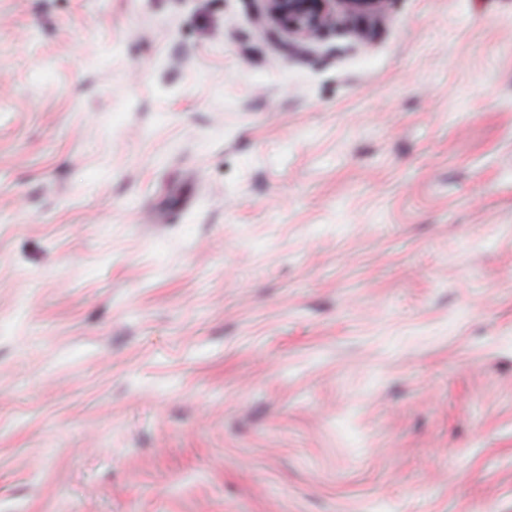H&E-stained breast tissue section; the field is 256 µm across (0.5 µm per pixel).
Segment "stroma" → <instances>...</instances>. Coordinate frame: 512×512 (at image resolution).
Instances as JSON below:
<instances>
[{"mask_svg": "<svg viewBox=\"0 0 512 512\" xmlns=\"http://www.w3.org/2000/svg\"><path fill=\"white\" fill-rule=\"evenodd\" d=\"M256 14L0 0V512H512V0ZM258 17L271 21V39L278 32L299 42L316 41L336 25H348L361 40L369 38L374 24L392 0H256Z\"/></svg>", "mask_w": 512, "mask_h": 512, "instance_id": "obj_1", "label": "stroma"}]
</instances>
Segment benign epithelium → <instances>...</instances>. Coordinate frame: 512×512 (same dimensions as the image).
Returning <instances> with one entry per match:
<instances>
[{"label":"benign epithelium","instance_id":"7a95c632","mask_svg":"<svg viewBox=\"0 0 512 512\" xmlns=\"http://www.w3.org/2000/svg\"><path fill=\"white\" fill-rule=\"evenodd\" d=\"M258 17L300 42L316 41L338 25H347L361 40L369 38L374 24L392 0H258Z\"/></svg>","mask_w":512,"mask_h":512}]
</instances>
